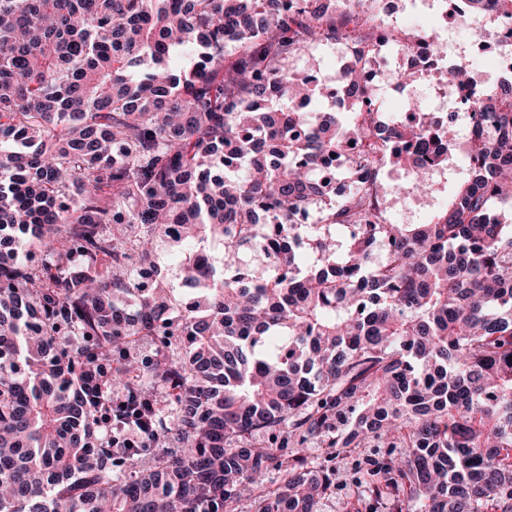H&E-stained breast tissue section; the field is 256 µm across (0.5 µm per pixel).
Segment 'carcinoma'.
Returning <instances> with one entry per match:
<instances>
[{"mask_svg":"<svg viewBox=\"0 0 512 512\" xmlns=\"http://www.w3.org/2000/svg\"><path fill=\"white\" fill-rule=\"evenodd\" d=\"M288 2L0 0V512H512V85L448 70L487 136L447 121L448 154L406 189L430 200L429 168L466 174L396 223L370 182L433 118L356 122L361 57L347 113L274 109L309 92L295 55L356 33ZM352 146L348 202L327 201L321 164ZM306 208L322 226L302 270ZM260 224L275 234L251 277ZM343 224L359 233L323 231ZM164 250L200 290L189 306L142 286ZM132 415L146 470L99 437Z\"/></svg>","mask_w":512,"mask_h":512,"instance_id":"cac0c4a2","label":"carcinoma"}]
</instances>
